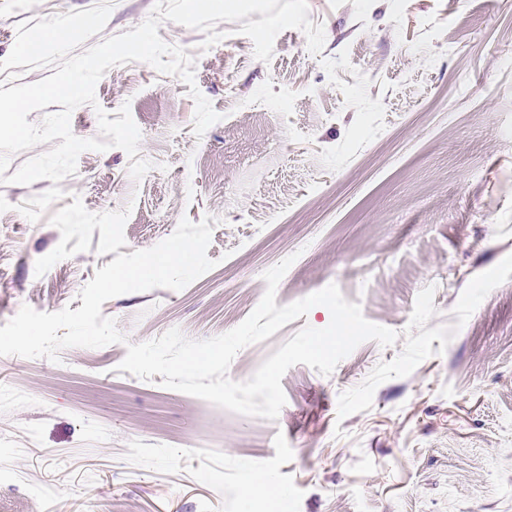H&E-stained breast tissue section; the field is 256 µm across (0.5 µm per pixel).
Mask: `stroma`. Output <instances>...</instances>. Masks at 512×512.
Segmentation results:
<instances>
[{
    "label": "stroma",
    "mask_w": 512,
    "mask_h": 512,
    "mask_svg": "<svg viewBox=\"0 0 512 512\" xmlns=\"http://www.w3.org/2000/svg\"><path fill=\"white\" fill-rule=\"evenodd\" d=\"M98 2L0 0V60L19 23ZM110 2L89 45L155 4ZM307 4L321 53L286 29L267 63L238 23L219 22L206 51L203 31L160 25L222 116L203 136L188 85L131 62L107 70L71 130L97 137V109L129 105L138 155L83 152L34 223L17 207L50 180L0 184V327L25 305L78 309L117 254L181 218L217 220L206 274L103 304L124 342L55 363L0 356V512H254L259 476L288 487L283 512H512V0ZM289 256L277 305L333 283L396 344L364 342L328 376L291 367L274 421L120 370L128 344L235 328ZM330 321L313 307L242 349L229 378Z\"/></svg>",
    "instance_id": "1"
}]
</instances>
